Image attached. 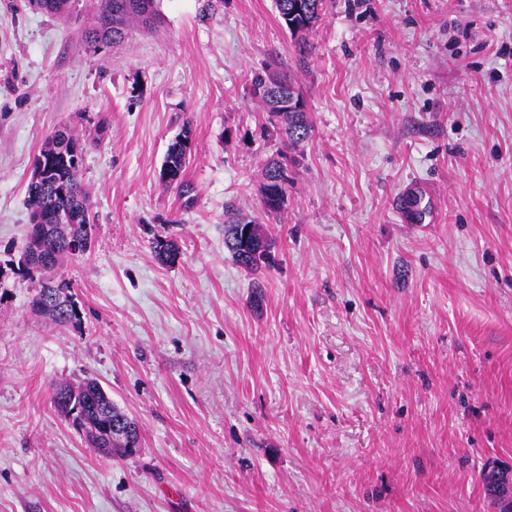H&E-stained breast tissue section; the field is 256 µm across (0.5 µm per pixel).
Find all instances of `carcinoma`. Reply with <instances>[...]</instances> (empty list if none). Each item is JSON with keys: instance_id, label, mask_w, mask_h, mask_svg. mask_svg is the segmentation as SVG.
Wrapping results in <instances>:
<instances>
[{"instance_id": "cac0c4a2", "label": "carcinoma", "mask_w": 512, "mask_h": 512, "mask_svg": "<svg viewBox=\"0 0 512 512\" xmlns=\"http://www.w3.org/2000/svg\"><path fill=\"white\" fill-rule=\"evenodd\" d=\"M36 8L50 14L64 16L69 14L70 0H29ZM275 9L289 33L297 37L315 27L324 16L326 0H274ZM158 19L157 0H100L92 21L81 29L83 41L90 45H114L124 42L129 36L133 22L154 24ZM267 81V73H258L252 80V95L258 96L263 111L268 115V122L273 131L279 135L283 145L290 148L310 137L311 124L306 107L293 110L282 117L275 101V91L271 90L257 95V90ZM191 134V126L186 123L181 132L169 143L163 165H169L180 172L186 171L187 147L181 138ZM86 142L78 139L67 128H60L45 140L38 157L53 174L50 183L29 181L27 186L28 204L31 214L46 217L36 235L25 239L24 248L42 239L53 250V257L47 264L32 265L25 268L27 274L42 275L39 293L50 298L43 306H37L38 298L31 301V308L49 317L54 323L63 327L77 328L81 324L80 313L73 308L71 284L57 279L52 272L62 265L64 260L74 258L68 249L69 240L88 237L91 230V202L87 190L80 183L78 175L83 164ZM59 212L69 215L70 222L57 224L52 216ZM249 234H243L244 230ZM272 241L253 220L241 216L234 209L225 211L224 247L232 259L240 266L253 269L270 251ZM152 249L156 258L163 264H173L179 254L176 243L167 238H154ZM66 394L82 402L87 398L94 400L95 409L77 423L83 429L89 441L97 448L107 447V440H112V447L126 448L130 441H139V431L130 435L109 437L106 425L117 419H124L122 413L109 398L107 392L95 381L88 380L78 386L61 384L56 387L54 395ZM494 466L484 469L480 479L490 505L496 512H504V505L489 491Z\"/></svg>"}]
</instances>
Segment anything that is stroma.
Returning a JSON list of instances; mask_svg holds the SVG:
<instances>
[{
  "label": "stroma",
  "mask_w": 512,
  "mask_h": 512,
  "mask_svg": "<svg viewBox=\"0 0 512 512\" xmlns=\"http://www.w3.org/2000/svg\"><path fill=\"white\" fill-rule=\"evenodd\" d=\"M89 8L0 0V512H492L481 469L512 463V0H327L301 39L273 0H158L156 29L99 51ZM269 65L312 132L266 221L281 144L249 88ZM186 123L189 205L159 183ZM59 127L88 142L90 248L55 272L75 329L31 311L17 272ZM413 180L434 223L392 212ZM229 207L273 241L258 270L224 247ZM88 378L137 422L133 454L55 410L54 384Z\"/></svg>",
  "instance_id": "1"
}]
</instances>
